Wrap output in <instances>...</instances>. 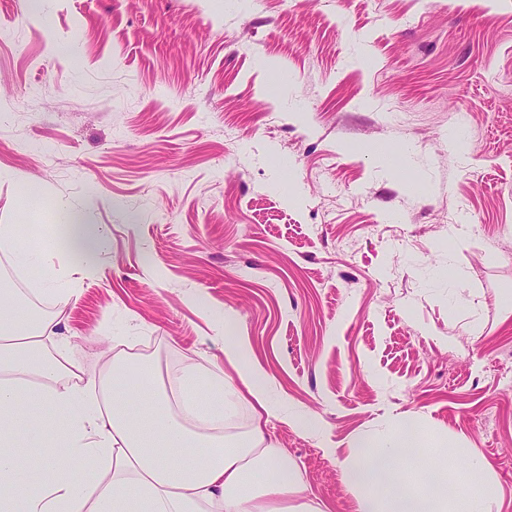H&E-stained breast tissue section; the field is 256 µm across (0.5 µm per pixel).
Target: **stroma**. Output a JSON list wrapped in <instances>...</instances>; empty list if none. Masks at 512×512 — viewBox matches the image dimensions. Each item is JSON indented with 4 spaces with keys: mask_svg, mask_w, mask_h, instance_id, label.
I'll use <instances>...</instances> for the list:
<instances>
[{
    "mask_svg": "<svg viewBox=\"0 0 512 512\" xmlns=\"http://www.w3.org/2000/svg\"><path fill=\"white\" fill-rule=\"evenodd\" d=\"M66 209L103 230L86 262L47 249ZM1 224L43 255L0 248V286L85 376L154 343L161 379L238 383L220 309L320 418L267 431L331 512L394 419L479 449L512 512V0H0Z\"/></svg>",
    "mask_w": 512,
    "mask_h": 512,
    "instance_id": "obj_1",
    "label": "stroma"
}]
</instances>
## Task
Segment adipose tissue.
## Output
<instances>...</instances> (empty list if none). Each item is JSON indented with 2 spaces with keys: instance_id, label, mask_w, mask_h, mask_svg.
I'll return each mask as SVG.
<instances>
[{
  "instance_id": "1",
  "label": "adipose tissue",
  "mask_w": 512,
  "mask_h": 512,
  "mask_svg": "<svg viewBox=\"0 0 512 512\" xmlns=\"http://www.w3.org/2000/svg\"><path fill=\"white\" fill-rule=\"evenodd\" d=\"M101 245L96 225L65 212L54 248L85 260ZM14 305L0 303V486L8 489L0 512H329L266 440L264 422L282 418L283 407L243 337L224 339L236 385L222 369L192 368L163 387L154 363L118 355L100 378L87 379L64 347L49 346L54 319L19 321ZM130 368L146 402L137 414L112 397ZM243 402L253 411L250 427L223 433ZM23 441L44 449L41 474L22 463ZM490 469L472 448L465 473L449 480L442 440L407 424L378 442L357 439L340 463L357 491L356 512H483ZM87 470L93 480L82 479Z\"/></svg>"
}]
</instances>
